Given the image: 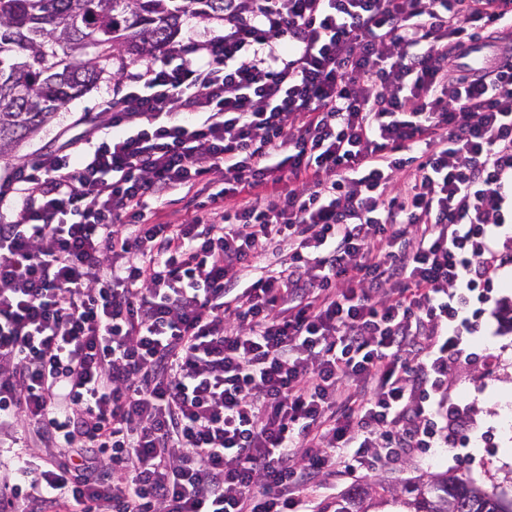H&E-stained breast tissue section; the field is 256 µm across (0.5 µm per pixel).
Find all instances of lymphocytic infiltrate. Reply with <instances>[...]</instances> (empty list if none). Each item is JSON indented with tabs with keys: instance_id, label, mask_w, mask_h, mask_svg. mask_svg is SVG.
Masks as SVG:
<instances>
[{
	"instance_id": "lymphocytic-infiltrate-1",
	"label": "lymphocytic infiltrate",
	"mask_w": 512,
	"mask_h": 512,
	"mask_svg": "<svg viewBox=\"0 0 512 512\" xmlns=\"http://www.w3.org/2000/svg\"><path fill=\"white\" fill-rule=\"evenodd\" d=\"M512 0H234L0 181V512H305L465 448L493 300ZM185 194L151 222L149 202Z\"/></svg>"
}]
</instances>
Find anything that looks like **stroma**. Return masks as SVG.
Here are the masks:
<instances>
[{
  "label": "stroma",
  "instance_id": "35a3bbf8",
  "mask_svg": "<svg viewBox=\"0 0 512 512\" xmlns=\"http://www.w3.org/2000/svg\"><path fill=\"white\" fill-rule=\"evenodd\" d=\"M111 97L112 79L106 75L88 94L62 109L51 124L18 148L14 156L1 158L0 176L19 163L32 162L40 152L55 148L60 136L81 133V119L88 115L103 116ZM494 282L498 306L485 315L479 336L470 343L469 356L461 359L448 375L452 395L472 404V441L468 449L472 463H465L446 449L433 448L388 465L378 474L386 483L401 487L426 473L448 472L463 475L475 486L496 490L506 500H512V445L506 444L493 423L496 398L512 391V326L501 310L503 303L512 300V265L497 270ZM488 350L497 357L490 367L484 363Z\"/></svg>",
  "mask_w": 512,
  "mask_h": 512
}]
</instances>
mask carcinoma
Returning a JSON list of instances; mask_svg holds the SVG:
<instances>
[{
  "label": "carcinoma",
  "instance_id": "obj_1",
  "mask_svg": "<svg viewBox=\"0 0 512 512\" xmlns=\"http://www.w3.org/2000/svg\"><path fill=\"white\" fill-rule=\"evenodd\" d=\"M225 0H0V156L32 139L56 112L92 90L116 61L159 51L195 10L224 19ZM512 512L462 475L429 474L399 492L354 483L318 512Z\"/></svg>",
  "mask_w": 512,
  "mask_h": 512
}]
</instances>
